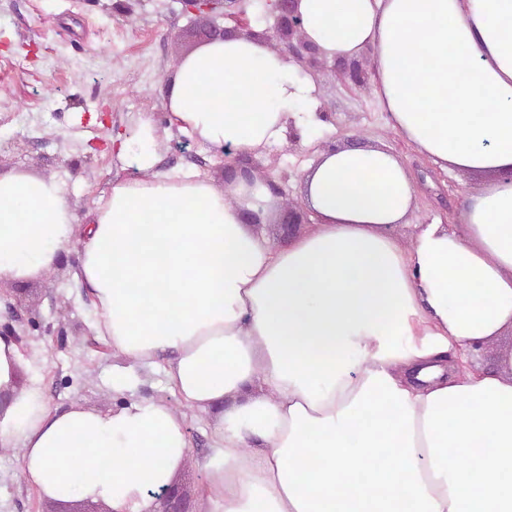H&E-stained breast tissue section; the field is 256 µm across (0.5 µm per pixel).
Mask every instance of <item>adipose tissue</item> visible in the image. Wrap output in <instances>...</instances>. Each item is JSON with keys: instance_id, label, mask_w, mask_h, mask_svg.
I'll return each mask as SVG.
<instances>
[{"instance_id": "1", "label": "adipose tissue", "mask_w": 512, "mask_h": 512, "mask_svg": "<svg viewBox=\"0 0 512 512\" xmlns=\"http://www.w3.org/2000/svg\"><path fill=\"white\" fill-rule=\"evenodd\" d=\"M330 63L372 53L391 129L441 170L478 176L455 226L397 235L415 206L402 157L347 134L305 165L312 224L272 246L280 201L156 169L159 139L258 153L325 127L316 82L261 30L182 57L167 128L115 133L120 171L80 226L57 179L0 174V281L53 271L83 237L77 279L96 331L132 367L161 368L173 407L137 397L59 411L26 387L0 337V447L39 497L156 512L192 463L202 512H512V0H299ZM205 413L196 460L186 409Z\"/></svg>"}]
</instances>
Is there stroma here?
<instances>
[{
    "mask_svg": "<svg viewBox=\"0 0 512 512\" xmlns=\"http://www.w3.org/2000/svg\"><path fill=\"white\" fill-rule=\"evenodd\" d=\"M217 14L186 11L181 0H0V172L55 176L80 224L119 167L110 137L132 119L163 123L166 84L179 59L197 49ZM342 66L312 68L327 128L320 147L350 132L392 146L415 188L410 223L454 224L475 176L445 172L394 134L370 86L348 88ZM312 153L299 134L252 155L258 174H270L287 199L300 201L302 169ZM158 170H191L224 183V157L183 134L166 143ZM79 249L65 250L47 275L0 287V326L38 350L37 369L49 404L75 403L105 411L117 397L111 349L95 348L94 313L75 279ZM91 500H44L19 478V451L0 449V512H98Z\"/></svg>",
    "mask_w": 512,
    "mask_h": 512,
    "instance_id": "stroma-1",
    "label": "stroma"
}]
</instances>
